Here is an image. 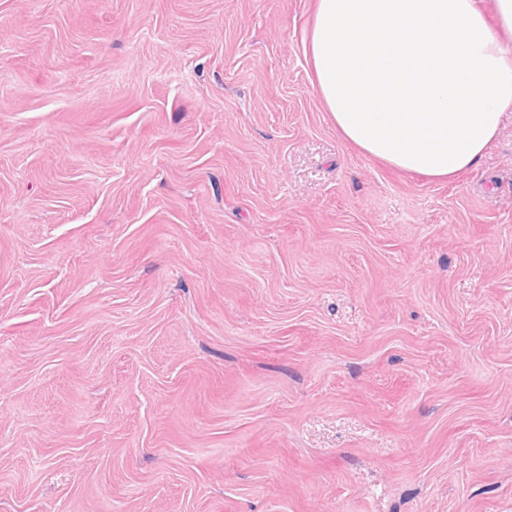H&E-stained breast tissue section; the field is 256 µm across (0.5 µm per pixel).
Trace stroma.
Masks as SVG:
<instances>
[{"label": "stroma", "instance_id": "obj_1", "mask_svg": "<svg viewBox=\"0 0 512 512\" xmlns=\"http://www.w3.org/2000/svg\"><path fill=\"white\" fill-rule=\"evenodd\" d=\"M316 0H0V512H512V121L360 153Z\"/></svg>", "mask_w": 512, "mask_h": 512}]
</instances>
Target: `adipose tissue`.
I'll list each match as a JSON object with an SVG mask.
<instances>
[{
    "label": "adipose tissue",
    "instance_id": "obj_1",
    "mask_svg": "<svg viewBox=\"0 0 512 512\" xmlns=\"http://www.w3.org/2000/svg\"><path fill=\"white\" fill-rule=\"evenodd\" d=\"M306 55L342 137L453 180L512 118V0H317Z\"/></svg>",
    "mask_w": 512,
    "mask_h": 512
}]
</instances>
